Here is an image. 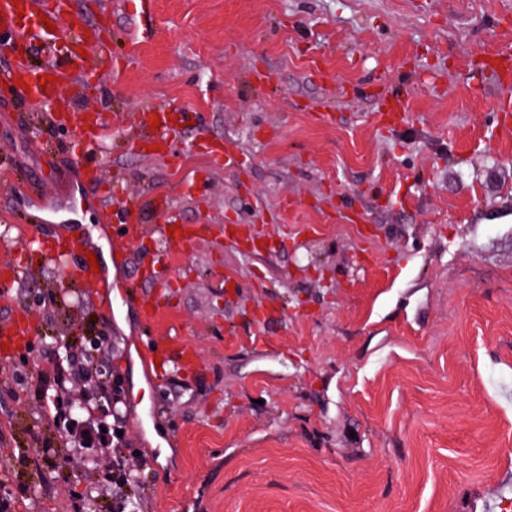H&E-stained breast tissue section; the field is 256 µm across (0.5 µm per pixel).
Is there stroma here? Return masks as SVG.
Listing matches in <instances>:
<instances>
[{
	"mask_svg": "<svg viewBox=\"0 0 512 512\" xmlns=\"http://www.w3.org/2000/svg\"><path fill=\"white\" fill-rule=\"evenodd\" d=\"M114 0H67L112 48L86 92L107 113L188 112L147 160L111 128L104 168L130 198L170 204L151 227L232 225L230 243L141 241L145 293L173 344L150 376L136 307L107 316L26 244L0 250V321L34 339L107 336L118 411L148 461L139 512H506L512 505V0H154L153 29ZM405 89V111L383 101ZM0 85V238L66 204L78 132L40 128ZM198 365L188 370L181 347ZM160 411L141 429V406ZM43 409L0 391V485L23 512L86 491L66 462L24 465Z\"/></svg>",
	"mask_w": 512,
	"mask_h": 512,
	"instance_id": "35a3bbf8",
	"label": "stroma"
}]
</instances>
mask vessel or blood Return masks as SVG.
I'll return each instance as SVG.
<instances>
[{
	"label": "vessel or blood",
	"instance_id": "1",
	"mask_svg": "<svg viewBox=\"0 0 512 512\" xmlns=\"http://www.w3.org/2000/svg\"><path fill=\"white\" fill-rule=\"evenodd\" d=\"M0 26L12 29L16 40L23 45L39 41L52 43L59 37H67L73 47L63 64L49 63L43 72L30 70L24 55H17L6 73L0 74V81L16 83L23 81L27 91L28 103L47 110V119L52 124L62 122L71 124L80 133V139L73 147L79 160L75 169L81 182L90 188H100L103 181V168L96 152L103 143L111 124L123 123L130 134L132 143L150 139L155 133H167L170 124L166 120L164 107L146 108L134 113L112 115L103 112L96 104L88 102L82 108H74L72 99L62 98L63 86L80 87L91 77L96 76V62L101 56V43L98 38L84 37L83 33L72 27L68 17L48 0H0ZM53 76V83L41 84V74ZM161 118L160 126H152L153 118ZM165 202L161 196H153L148 202H127L124 212V233L126 241L121 248L122 255L118 275L128 276L138 266L140 258L133 246L141 238L146 208L163 209ZM41 250L51 257L66 256L72 258V273L88 284L101 298L110 295V284L102 274L93 272L88 260L89 254H100V247H88L84 238L66 236L54 232L41 233ZM32 341L31 330L26 318L12 315L0 323V364L9 365L14 351L27 346Z\"/></svg>",
	"mask_w": 512,
	"mask_h": 512
}]
</instances>
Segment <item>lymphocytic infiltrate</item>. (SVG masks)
<instances>
[{"label":"lymphocytic infiltrate","mask_w":512,"mask_h":512,"mask_svg":"<svg viewBox=\"0 0 512 512\" xmlns=\"http://www.w3.org/2000/svg\"><path fill=\"white\" fill-rule=\"evenodd\" d=\"M109 348L103 338L92 354L80 348L60 360L43 355L32 367L24 361L1 367L0 386L32 388L54 430L50 437L32 434L33 447L43 453L54 445L65 448L70 471L99 496L111 498L112 512H129V492L146 460L122 436L125 422L112 408V396L123 385L121 375L105 380L96 370V357ZM32 368L38 372L34 382L28 377Z\"/></svg>","instance_id":"obj_1"}]
</instances>
